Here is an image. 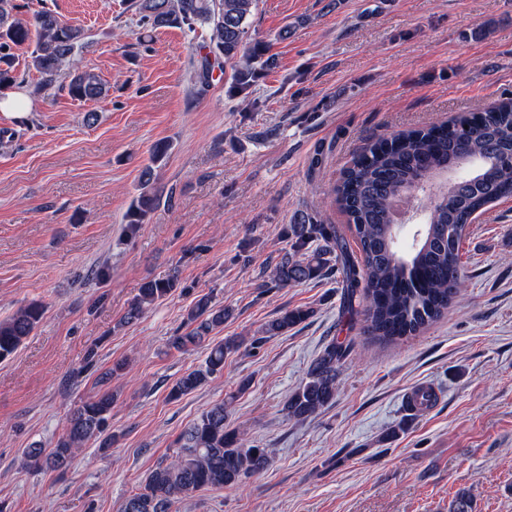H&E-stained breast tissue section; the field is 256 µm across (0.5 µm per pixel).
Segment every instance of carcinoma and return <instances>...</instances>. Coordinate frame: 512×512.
<instances>
[{"mask_svg":"<svg viewBox=\"0 0 512 512\" xmlns=\"http://www.w3.org/2000/svg\"><path fill=\"white\" fill-rule=\"evenodd\" d=\"M257 0H132L130 8L137 26L146 32L160 28L189 31L205 25L209 40L199 46L204 55L193 61L197 92L209 87L212 73L226 63L234 68L238 91L250 87L254 64L269 68L273 58L252 44L249 19ZM14 0H0V89L20 84L15 49L32 47L28 68L40 76L39 86L58 85L59 90L78 101H97L108 93L93 70L75 63L76 53L85 47L87 31L62 21L49 8L17 17ZM464 148L469 160L455 170L448 188L427 204L417 243L407 249L398 246V225L392 219L393 200L415 179L457 158ZM171 144L160 141L150 150V164L141 171L137 193L126 214L127 236L133 237L156 205L155 169L167 158ZM512 158V100L491 103L477 112H463L448 122L395 133L367 143L343 170L333 187L341 210L347 217L352 241L336 233V225L325 224L316 213L305 212L288 225L289 250L273 271L277 287L305 284L324 277L340 266L350 288L351 312L362 307L367 331L374 337L396 342L415 336L441 319L456 297L466 288L467 275L460 247L477 213L488 204L512 195V172L502 159ZM359 256H354L350 243ZM176 276L148 280L131 303L124 322L141 318L145 310L167 299L176 288ZM310 308L286 310L269 321L261 333L280 335L306 321ZM42 305L31 302L0 320V360L12 356L37 327ZM228 311L204 295L187 313V331L173 337L178 350L207 344L204 365L184 373L171 387L169 397L178 399L224 371V357L236 348L232 339L210 341L211 334L224 327ZM348 351L332 342L308 372L305 382L289 398L286 412L307 417L332 402L336 395L338 365ZM112 390L82 402L71 410L65 434L49 450L29 448L27 464L37 469H65L74 454L88 441L106 446L112 411ZM224 403L201 411L177 440L175 456L159 464L144 480L138 493L127 497L120 512H171L180 498L204 488H222L240 483L263 471L269 464L265 448L249 446L226 424ZM470 491L459 490L448 512H472Z\"/></svg>","mask_w":512,"mask_h":512,"instance_id":"obj_1","label":"carcinoma"}]
</instances>
